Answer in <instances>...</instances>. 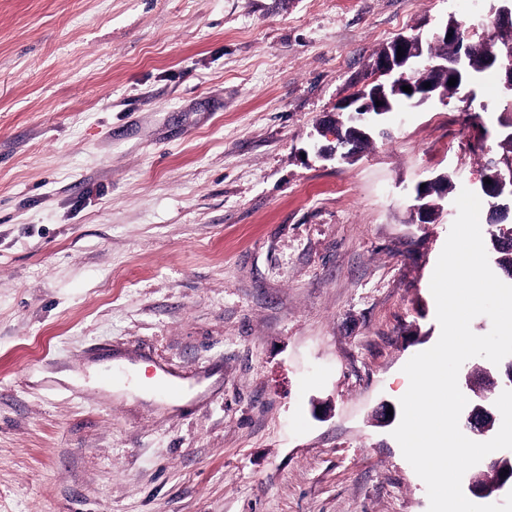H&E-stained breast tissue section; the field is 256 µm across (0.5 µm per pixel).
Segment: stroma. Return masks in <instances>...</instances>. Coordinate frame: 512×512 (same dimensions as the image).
<instances>
[{
  "instance_id": "obj_1",
  "label": "stroma",
  "mask_w": 512,
  "mask_h": 512,
  "mask_svg": "<svg viewBox=\"0 0 512 512\" xmlns=\"http://www.w3.org/2000/svg\"><path fill=\"white\" fill-rule=\"evenodd\" d=\"M484 7L0 0V512H428L376 412L440 334L501 74L388 114L352 163L315 149L383 46ZM129 365L187 399L114 392ZM460 372L472 405L512 388L506 359Z\"/></svg>"
}]
</instances>
